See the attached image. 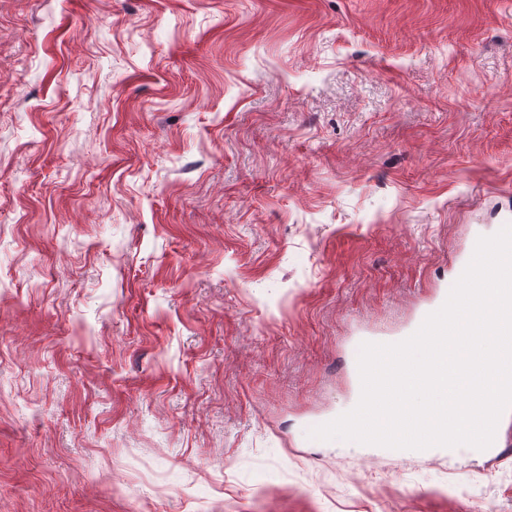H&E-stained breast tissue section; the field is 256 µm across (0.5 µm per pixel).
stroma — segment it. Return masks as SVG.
I'll return each instance as SVG.
<instances>
[{
  "mask_svg": "<svg viewBox=\"0 0 512 512\" xmlns=\"http://www.w3.org/2000/svg\"><path fill=\"white\" fill-rule=\"evenodd\" d=\"M503 224L512 0H0V512H512L308 436Z\"/></svg>",
  "mask_w": 512,
  "mask_h": 512,
  "instance_id": "35a3bbf8",
  "label": "stroma"
}]
</instances>
